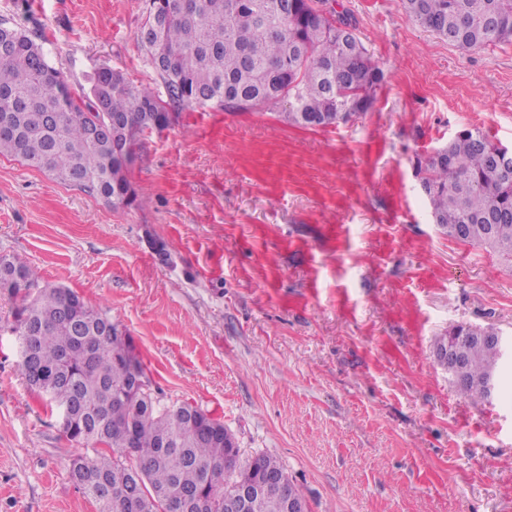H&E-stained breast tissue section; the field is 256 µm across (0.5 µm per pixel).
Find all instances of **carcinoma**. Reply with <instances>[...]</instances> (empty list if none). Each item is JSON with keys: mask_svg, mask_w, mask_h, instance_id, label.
Returning a JSON list of instances; mask_svg holds the SVG:
<instances>
[{"mask_svg": "<svg viewBox=\"0 0 512 512\" xmlns=\"http://www.w3.org/2000/svg\"><path fill=\"white\" fill-rule=\"evenodd\" d=\"M147 0L135 39L160 85L133 84L120 70L98 68L89 88L73 87L46 60L43 48L23 30L12 28L13 48L0 52V156L13 157L49 173L57 182L99 197L114 208L137 200L127 172L139 137L171 126L185 107L250 112L288 101L282 121L317 129L347 123L368 111L384 79L347 13L326 7L329 0ZM406 16L465 50L512 43V0H401ZM350 29L340 38L339 28ZM28 99L33 108L16 107ZM496 145L475 129H463L432 153L417 158L422 188L433 223L453 237L462 224L491 214L487 238L458 241L484 247L512 264V172L497 170ZM9 290L14 304L11 332L23 341L34 333L31 359L18 363L25 380L40 371L51 378L49 404L78 421L64 430L72 440L95 446L94 456L79 455L70 466L76 484L97 512H123L122 503L100 494L109 488L138 489L139 512H164L177 491L194 490L213 502L209 512H224L216 489L272 476L302 495L278 460L265 453L230 454L238 444L232 431L211 418L222 435L203 437L190 425L184 403L143 393L117 401L130 373V336L103 335L105 313L84 296L43 284L24 262ZM70 303L79 318L63 315ZM95 344L87 356L81 340ZM461 363L448 370L458 390L488 400L481 385L504 365L493 342L456 344ZM128 431L133 447L122 445ZM217 484L206 486V471ZM247 512H286L284 500L269 491Z\"/></svg>", "mask_w": 512, "mask_h": 512, "instance_id": "obj_1", "label": "carcinoma"}]
</instances>
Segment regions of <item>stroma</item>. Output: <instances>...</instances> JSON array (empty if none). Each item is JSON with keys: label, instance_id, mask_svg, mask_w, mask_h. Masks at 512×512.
I'll use <instances>...</instances> for the list:
<instances>
[{"label": "stroma", "instance_id": "stroma-1", "mask_svg": "<svg viewBox=\"0 0 512 512\" xmlns=\"http://www.w3.org/2000/svg\"><path fill=\"white\" fill-rule=\"evenodd\" d=\"M384 73L327 129L187 108L140 136L115 208L0 157V257L99 305L165 400L275 457L310 512H512V364L463 396L433 352L459 324L512 336V265L433 224L419 156L476 128L512 148V44L463 50L400 0H339ZM145 0H0L75 86L101 66L153 83ZM0 293V512H96L85 445L17 370Z\"/></svg>", "mask_w": 512, "mask_h": 512}]
</instances>
